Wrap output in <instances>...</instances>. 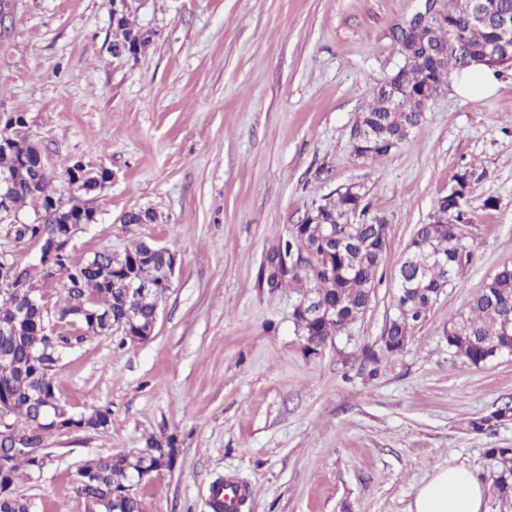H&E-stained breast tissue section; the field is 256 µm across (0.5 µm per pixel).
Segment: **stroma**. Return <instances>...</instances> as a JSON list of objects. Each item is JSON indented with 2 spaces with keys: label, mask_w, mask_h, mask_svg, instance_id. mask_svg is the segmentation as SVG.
<instances>
[{
  "label": "stroma",
  "mask_w": 512,
  "mask_h": 512,
  "mask_svg": "<svg viewBox=\"0 0 512 512\" xmlns=\"http://www.w3.org/2000/svg\"><path fill=\"white\" fill-rule=\"evenodd\" d=\"M152 31L138 55L112 57L113 0H11L0 37V117H26L51 172L75 158L111 169L86 199L98 221L75 260L149 239L175 252V279L145 343L92 336L52 372L74 411H112L107 429L60 430L40 476L19 483L33 512H92L74 474L98 455L175 437L172 469L138 488L143 512H212L210 487L250 486L241 512H411L449 466L486 481L512 422L470 419L512 404V357L485 368L449 350L451 317L512 262V69L495 94L433 98L407 140L376 160L350 152L351 129L402 63L394 25L423 0H134ZM471 169L466 228L474 255L396 357L379 350L396 276L417 225L454 174ZM355 183L388 246L365 313L304 350L301 296L260 280L267 250L323 198ZM495 208H487V199ZM150 208L154 224L120 216ZM512 420V406L506 404L496 412L489 415L476 417L468 422V427L475 433H482L501 425L505 421Z\"/></svg>",
  "instance_id": "obj_1"
}]
</instances>
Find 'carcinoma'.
<instances>
[{
    "instance_id": "cac0c4a2",
    "label": "carcinoma",
    "mask_w": 512,
    "mask_h": 512,
    "mask_svg": "<svg viewBox=\"0 0 512 512\" xmlns=\"http://www.w3.org/2000/svg\"><path fill=\"white\" fill-rule=\"evenodd\" d=\"M469 0H448L447 17L433 35L443 47L441 58L433 62L418 49L420 62L399 68L390 83L373 91L372 104L358 116L351 130V149L360 158L376 159L388 155L408 137L424 119L422 108L434 93L445 85L448 76L469 67L468 53H478L490 43L494 28L470 25L466 20ZM130 7L112 12V43L115 57L138 54L151 41L153 32L132 23ZM400 97L406 107L393 105ZM0 178L12 177L14 188L0 197V219L18 216L23 207L31 205L33 215L43 223L21 225L17 241H32L36 232L52 233L62 218L52 212L63 194L82 202L83 198L101 193L106 184L100 170L74 160L71 166L80 172L62 175L65 191L58 190L54 174L38 160L41 151L25 135L22 127L0 128ZM472 175L466 169L453 176L448 194L435 204V217L416 229L405 260L398 274L418 277L422 287L401 289L396 306L399 315L392 320L382 336L383 352L395 357L408 342L413 329L423 324L442 290L454 283L461 271L471 263L473 247L463 234L469 223L465 203L471 189ZM367 209L365 193L350 184L309 210L301 223L294 225L287 240L267 251L260 272L268 286L310 284L303 300L315 298L325 308L323 316L308 318L294 313L297 330L304 336L308 353L317 352L326 340L337 335L367 309L376 276L387 250V222L373 217L369 222L354 223L351 217ZM156 213L151 209H132L125 213L123 224H153ZM95 259L76 261L72 253L61 257L60 265L69 275L50 280L43 264L32 268L15 262L13 274L35 289L50 283L59 289V298L52 309L69 314L64 327L54 334H45L42 324L46 313L29 306L28 289L0 288V404L19 426L17 437L29 443L27 448L14 447L11 437L0 438V485H13L31 480L39 473L37 459L47 430L39 411L37 396L60 399L51 372L67 349L84 341L85 332L98 321L99 331L121 332L123 340L145 330L151 323L160 298L168 290L163 285L164 258L155 245L138 240L117 254L109 249L93 253ZM301 263V271L284 278L278 271L287 262ZM147 274L154 285L127 297L121 285ZM26 310L25 319L16 329H1L11 324L16 313ZM448 348L470 367L485 368L504 355L512 356V265L503 266L470 301L468 309L448 323ZM512 420V406L507 404L489 415L468 422L475 433L491 430ZM76 429L107 428L112 425V412L95 409L85 414H71ZM489 453L502 461L501 468L490 476L489 512H512V448H491ZM175 441L149 438L146 450L137 456L106 455L88 459L78 468L87 479L76 486V493L93 507L105 502L104 512H143L142 501L135 493H124L135 472H154L162 459L173 463ZM30 502L15 494L0 497V512H29Z\"/></svg>"
}]
</instances>
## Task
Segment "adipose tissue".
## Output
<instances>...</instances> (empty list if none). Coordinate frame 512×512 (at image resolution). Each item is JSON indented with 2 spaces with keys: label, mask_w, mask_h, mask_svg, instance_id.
I'll list each match as a JSON object with an SVG mask.
<instances>
[{
  "label": "adipose tissue",
  "mask_w": 512,
  "mask_h": 512,
  "mask_svg": "<svg viewBox=\"0 0 512 512\" xmlns=\"http://www.w3.org/2000/svg\"><path fill=\"white\" fill-rule=\"evenodd\" d=\"M411 512H486L485 493L472 472L449 467L419 487Z\"/></svg>",
  "instance_id": "ef3b65f1"
}]
</instances>
